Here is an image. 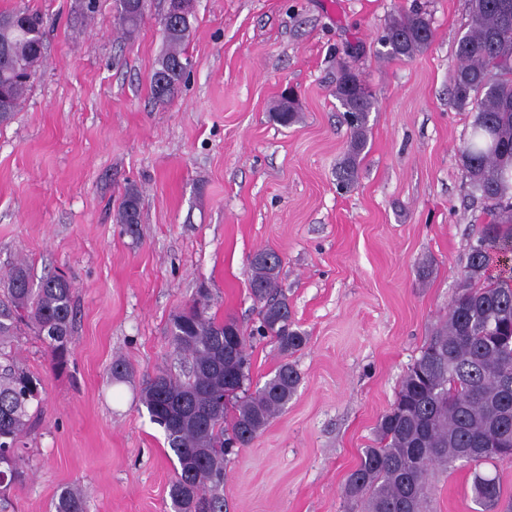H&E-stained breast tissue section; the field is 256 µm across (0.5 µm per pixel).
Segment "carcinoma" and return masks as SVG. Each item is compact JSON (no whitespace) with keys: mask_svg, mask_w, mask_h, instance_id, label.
I'll use <instances>...</instances> for the list:
<instances>
[{"mask_svg":"<svg viewBox=\"0 0 512 512\" xmlns=\"http://www.w3.org/2000/svg\"><path fill=\"white\" fill-rule=\"evenodd\" d=\"M120 25L129 33L146 17V8L116 0ZM192 20L162 34L166 51L150 76L154 98L174 96L183 79L177 62L188 58L185 43ZM433 37L430 20L414 12L394 18L382 43L388 55L409 59ZM44 20L27 8L0 12V124L11 121L29 89L26 69L43 57ZM452 97L460 109L474 110L472 128L460 149L465 178L489 207L492 219L471 247L465 286L448 302V318L434 330L404 376L396 398L381 415L376 444L361 450L347 477L344 494L354 512H428L429 467L463 461L473 468L477 503L494 509L497 479L480 471L485 464L512 463V276L493 279V262L512 260V0H470L469 29L458 41ZM165 70L164 86L155 75ZM350 69L342 71L336 98L353 116L348 156L340 177L350 182L357 158L367 147L369 112L377 103ZM273 120L287 127L298 109L280 101ZM121 224L141 221V195L129 187L118 208ZM281 257L262 249L252 260L250 290L262 303L257 334L271 336L283 355L300 350L304 332L294 328L288 300L278 292ZM209 294H199L171 317L175 351L189 363L185 379L159 370L141 393L150 419L163 428L178 468L169 488L174 512H224V462L247 447L295 394L300 374L282 362L264 384L249 391L253 334L235 320L209 314ZM73 295L64 274L34 284L25 261L17 262L0 289V445L13 449L0 458V486L23 474L16 448L29 427V409L41 404L37 382L14 364L6 348L27 327L45 338L52 364L66 362L71 343ZM231 407L219 404L224 391ZM56 512H86V494L65 490Z\"/></svg>","mask_w":512,"mask_h":512,"instance_id":"obj_1","label":"carcinoma"}]
</instances>
